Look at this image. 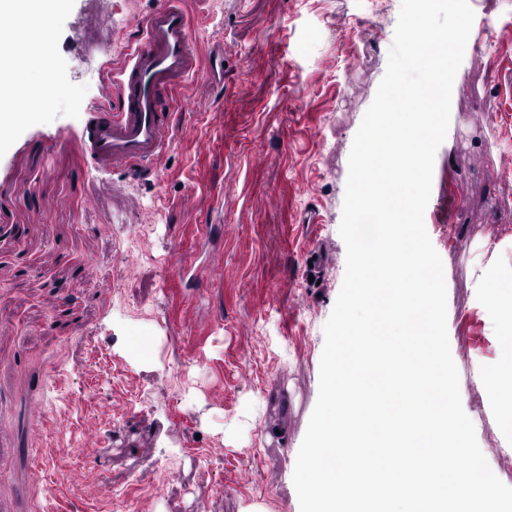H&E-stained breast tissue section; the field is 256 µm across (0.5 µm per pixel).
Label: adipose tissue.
<instances>
[{"label":"adipose tissue","instance_id":"adipose-tissue-1","mask_svg":"<svg viewBox=\"0 0 512 512\" xmlns=\"http://www.w3.org/2000/svg\"><path fill=\"white\" fill-rule=\"evenodd\" d=\"M37 65L31 53L18 50L11 34L0 33V103L14 99L16 94L29 83L30 71ZM488 259L470 266L469 274L479 292L496 295L499 303L494 310L495 335L501 347L510 350L505 370L487 372L477 376V383L484 386L499 402L508 405V412L502 413L503 425L512 430V270L501 271L498 263V248L486 247Z\"/></svg>","mask_w":512,"mask_h":512}]
</instances>
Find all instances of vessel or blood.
I'll return each instance as SVG.
<instances>
[{"label": "vessel or blood", "mask_w": 512, "mask_h": 512, "mask_svg": "<svg viewBox=\"0 0 512 512\" xmlns=\"http://www.w3.org/2000/svg\"><path fill=\"white\" fill-rule=\"evenodd\" d=\"M200 71L182 0H158L93 110L84 141L95 162L132 173L154 170L174 135L176 96Z\"/></svg>", "instance_id": "b4317fda"}]
</instances>
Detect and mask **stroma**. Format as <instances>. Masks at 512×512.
I'll return each mask as SVG.
<instances>
[{
  "mask_svg": "<svg viewBox=\"0 0 512 512\" xmlns=\"http://www.w3.org/2000/svg\"><path fill=\"white\" fill-rule=\"evenodd\" d=\"M157 0H61L59 92L0 138V512H300L297 454L341 290L354 136L401 0H184L201 57L183 128L148 177L97 167L83 133ZM426 230L448 279L461 402L492 472L512 438L477 374L503 368L481 246L512 264V0H469ZM49 273L52 287L42 285ZM45 414H32L33 403Z\"/></svg>",
  "mask_w": 512,
  "mask_h": 512,
  "instance_id": "obj_1",
  "label": "stroma"
}]
</instances>
